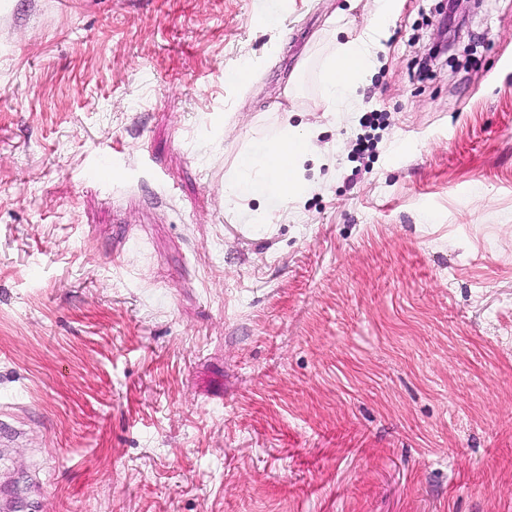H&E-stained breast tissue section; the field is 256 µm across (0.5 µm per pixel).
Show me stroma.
I'll list each match as a JSON object with an SVG mask.
<instances>
[{"label":"stroma","instance_id":"obj_1","mask_svg":"<svg viewBox=\"0 0 512 512\" xmlns=\"http://www.w3.org/2000/svg\"><path fill=\"white\" fill-rule=\"evenodd\" d=\"M346 5L0 0V512H512V0L339 113ZM281 122L315 189L225 200Z\"/></svg>","mask_w":512,"mask_h":512}]
</instances>
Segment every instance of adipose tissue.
<instances>
[{"label":"adipose tissue","instance_id":"1","mask_svg":"<svg viewBox=\"0 0 512 512\" xmlns=\"http://www.w3.org/2000/svg\"><path fill=\"white\" fill-rule=\"evenodd\" d=\"M365 29L356 37L334 43L325 56L319 79L323 101L336 109L349 107L357 84L372 66L379 38L394 13L395 0H374ZM316 129L278 126L257 137L224 184L227 200L263 198L286 202L307 187L303 163L319 154Z\"/></svg>","mask_w":512,"mask_h":512}]
</instances>
